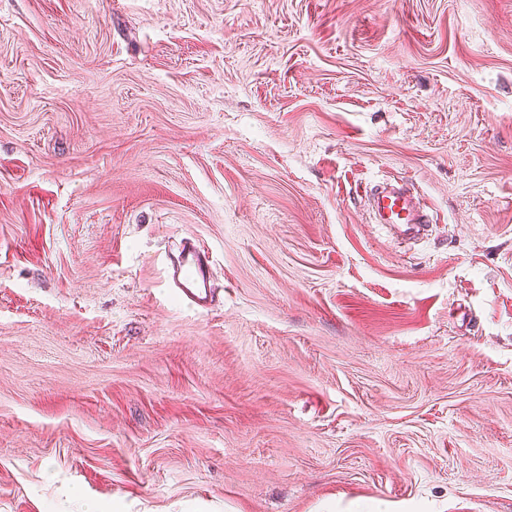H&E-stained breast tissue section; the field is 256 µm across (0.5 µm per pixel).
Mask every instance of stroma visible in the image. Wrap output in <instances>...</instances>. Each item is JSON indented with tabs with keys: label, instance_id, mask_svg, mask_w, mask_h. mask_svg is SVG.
<instances>
[{
	"label": "stroma",
	"instance_id": "35a3bbf8",
	"mask_svg": "<svg viewBox=\"0 0 512 512\" xmlns=\"http://www.w3.org/2000/svg\"><path fill=\"white\" fill-rule=\"evenodd\" d=\"M371 498L512 512V0H0V512ZM377 224L393 226L402 236H416L426 230L427 215L417 209L413 199L402 187H384L374 195ZM211 272V260L206 251L191 246L184 248L172 262L169 279L173 291L190 307L211 311L214 306Z\"/></svg>",
	"mask_w": 512,
	"mask_h": 512
}]
</instances>
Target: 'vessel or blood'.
Listing matches in <instances>:
<instances>
[{
  "label": "vessel or blood",
  "instance_id": "vessel-or-blood-1",
  "mask_svg": "<svg viewBox=\"0 0 512 512\" xmlns=\"http://www.w3.org/2000/svg\"><path fill=\"white\" fill-rule=\"evenodd\" d=\"M381 225L398 228L402 236H416L426 229L428 218L400 187H386L374 195ZM212 266L205 250L184 248L170 266L169 279L174 292L190 307L209 311L214 296L210 288Z\"/></svg>",
  "mask_w": 512,
  "mask_h": 512
}]
</instances>
